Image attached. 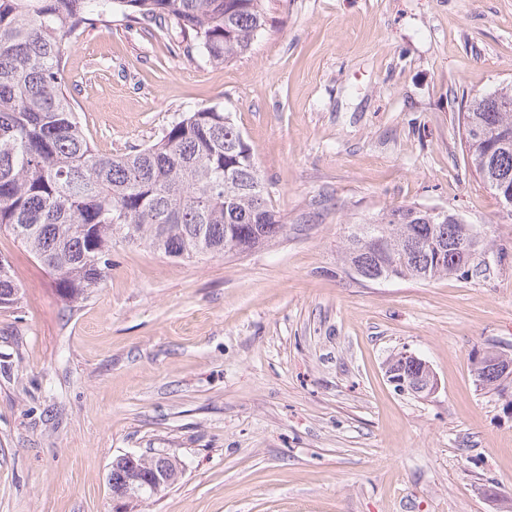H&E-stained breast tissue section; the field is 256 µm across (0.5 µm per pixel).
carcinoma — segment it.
Listing matches in <instances>:
<instances>
[{
	"instance_id": "cac0c4a2",
	"label": "carcinoma",
	"mask_w": 512,
	"mask_h": 512,
	"mask_svg": "<svg viewBox=\"0 0 512 512\" xmlns=\"http://www.w3.org/2000/svg\"><path fill=\"white\" fill-rule=\"evenodd\" d=\"M119 11L146 23L173 20L217 65L245 54L265 30L264 0H0V232L55 276L62 294L85 297L104 280L120 239L169 258L242 254L278 237L252 150L230 115L202 106L156 144L98 152L64 82L71 38ZM471 167L488 188L512 185V85L473 96L463 113ZM460 225L402 205L352 225L340 253L357 279H463ZM20 287L0 257V307ZM480 387L499 391L512 369L488 351L472 362Z\"/></svg>"
}]
</instances>
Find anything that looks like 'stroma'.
<instances>
[{
	"label": "stroma",
	"mask_w": 512,
	"mask_h": 512,
	"mask_svg": "<svg viewBox=\"0 0 512 512\" xmlns=\"http://www.w3.org/2000/svg\"><path fill=\"white\" fill-rule=\"evenodd\" d=\"M250 50L216 66L171 26L75 36L65 80L100 152L160 139L202 106L250 145L278 238L182 261L124 242L86 299L13 236L0 257V512H512V386L472 360L512 355V259L486 274L360 284L352 223L445 208L512 252V211L467 162L462 114L512 84V0H266ZM426 361L436 391L389 381ZM176 458L161 495L113 497L112 462ZM20 287L16 282L11 266L0 257V307H11L18 303ZM501 357L493 351H487L472 362V372L476 382L482 389L499 391L512 381V368L507 370L508 365L504 360L494 363ZM399 357H402L403 359H408V360H413L415 362H419L417 364L407 363L404 366H402L400 361H396L394 363V365H397V370H399V371L403 370V373H400L399 376H401V374H403L406 379L411 378L412 380L423 378L425 371H422V366L426 369L427 373L429 374V377L432 379V382H433L432 390L430 391V393H428V395H426V397L432 395L437 389L436 388L437 382H436V378H435L436 376H435L432 368L430 367V365L427 362L417 358L416 356H414L412 354L401 353V354H399ZM420 362L422 363V365ZM405 378L404 377L391 378L390 382L395 384V386L399 390H403V391L412 390L413 389L412 385L410 384L409 380H406Z\"/></svg>",
	"instance_id": "1"
}]
</instances>
